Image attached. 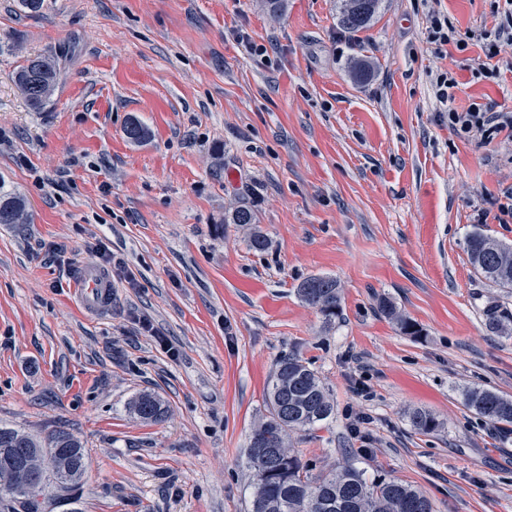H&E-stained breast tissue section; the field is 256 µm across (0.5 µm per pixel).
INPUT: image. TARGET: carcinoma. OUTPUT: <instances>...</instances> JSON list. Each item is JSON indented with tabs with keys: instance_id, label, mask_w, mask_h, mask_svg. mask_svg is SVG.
Listing matches in <instances>:
<instances>
[{
	"instance_id": "cac0c4a2",
	"label": "carcinoma",
	"mask_w": 512,
	"mask_h": 512,
	"mask_svg": "<svg viewBox=\"0 0 512 512\" xmlns=\"http://www.w3.org/2000/svg\"><path fill=\"white\" fill-rule=\"evenodd\" d=\"M381 0H338L341 25L358 32L368 28L379 13ZM61 70L48 57H28L18 66L14 81L30 107L41 110L50 98ZM28 221L24 198L0 181V224ZM255 212L240 206L224 217L228 224H253ZM467 251L478 275L498 288H512V244L479 230L467 236ZM299 297L330 323L341 314V291L335 278L315 275L297 288ZM386 317L409 335L420 330L401 317L394 303L378 301ZM489 328L512 336V318L490 313ZM268 415L253 430L246 464L254 480L251 512H433L420 490L395 480L368 479L346 463L328 475L314 477L313 464L299 456L288 443L293 431H306L335 415V405L310 364L297 355L277 361L268 390ZM464 407L495 424L512 425V399L486 388H468L462 393ZM131 409L139 418L158 423L168 413L165 402L153 393L137 396ZM412 426L429 433L439 427L436 418L423 410L409 416ZM88 468L84 446L70 432L59 429L42 445L30 434L0 426V500L6 498L23 512H39L53 489L74 492L80 488Z\"/></svg>"
}]
</instances>
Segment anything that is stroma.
Listing matches in <instances>:
<instances>
[{
    "mask_svg": "<svg viewBox=\"0 0 512 512\" xmlns=\"http://www.w3.org/2000/svg\"><path fill=\"white\" fill-rule=\"evenodd\" d=\"M509 24L505 0H383L355 35L336 0L279 16L262 0H45L37 15L0 0V180L30 214L0 224V424L65 429L89 454L76 497L53 492L44 512H249L245 450L292 354L336 403L292 436L315 475L349 462L421 488L434 512H512V426L460 396L512 398V336L485 317L512 314V289L467 253L476 225L512 244V217L478 219L512 192V137L448 124L452 108L512 112V46L489 58L478 39ZM37 54L63 71L38 112L13 81ZM243 201L255 224L225 223ZM100 243L112 305L96 314L70 278ZM312 275L341 285L335 322L296 294ZM143 391L165 421L130 412ZM416 409L439 428L415 430ZM464 407L495 424L512 425V399L486 388H468L462 393Z\"/></svg>",
    "mask_w": 512,
    "mask_h": 512,
    "instance_id": "obj_1",
    "label": "stroma"
}]
</instances>
